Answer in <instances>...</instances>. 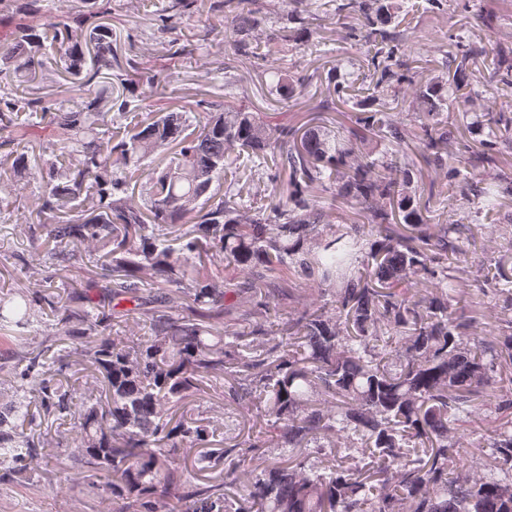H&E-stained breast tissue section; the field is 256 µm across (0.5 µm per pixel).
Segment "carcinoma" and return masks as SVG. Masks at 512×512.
Returning a JSON list of instances; mask_svg holds the SVG:
<instances>
[{
	"instance_id": "cac0c4a2",
	"label": "carcinoma",
	"mask_w": 512,
	"mask_h": 512,
	"mask_svg": "<svg viewBox=\"0 0 512 512\" xmlns=\"http://www.w3.org/2000/svg\"><path fill=\"white\" fill-rule=\"evenodd\" d=\"M43 0H0L4 17H24L11 31L0 64L27 77L44 60L64 63V91L111 79L112 28L101 23L109 0L42 23ZM257 0H213L230 19L228 41L242 57L259 27L270 41H309L312 0H285L261 17ZM196 0H172L159 29L190 17ZM400 0H342L380 37L370 58L377 75L363 105L349 114L352 84L334 67L325 98L305 120L293 112H255L243 102L198 103L195 116L159 104L143 90L168 81L144 71L107 96L88 93L75 111L53 112L39 97H0V147L39 140L51 130V159L32 213L34 253L51 271L31 287L0 298V328H27L36 309L56 315V335L82 356L76 374L96 392L75 402L57 359L19 360L13 378L24 395L0 407V467L30 471L45 451L26 427L36 406L44 421L72 425L70 444L84 470L70 478L112 496L113 512H512V320L486 328L458 314L465 288L452 224H432L443 201L422 188L423 169L442 171L461 198L488 217L512 198V179L464 173L475 160L512 152V114L487 123L471 155L464 130L446 112H465L476 86H512V47L458 46L455 69L415 84L407 36L390 31ZM490 73H474L479 63ZM313 76L283 78L284 100ZM410 87L407 110L390 112L389 91ZM125 123L112 130L111 112ZM40 115L42 123L22 118ZM459 152L448 155V139ZM170 152L167 164L145 161ZM14 182L29 159L12 151ZM258 158L272 188L252 206L232 190L212 189L242 158ZM140 194H135V189ZM75 262L85 279L57 285ZM306 286L302 307L288 311L271 293L275 281ZM249 296L260 340L236 316ZM109 299L108 309L98 310ZM132 307L126 308L124 304ZM145 316L146 335L112 333ZM257 405L250 447L269 444L272 458L216 447L217 429L194 412L216 395ZM354 448L320 469L307 448ZM458 448H481L502 480L467 471ZM224 466L230 484L199 488L197 470Z\"/></svg>"
}]
</instances>
